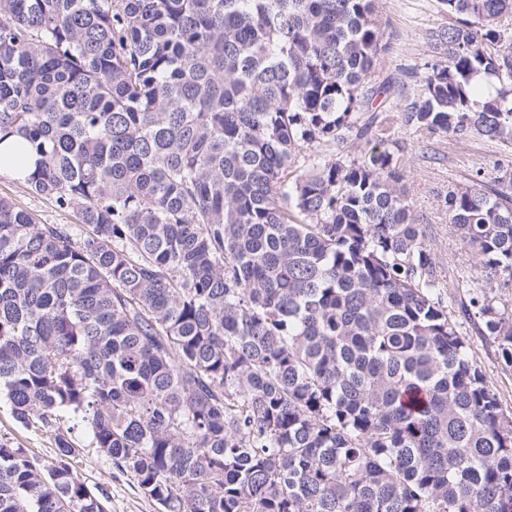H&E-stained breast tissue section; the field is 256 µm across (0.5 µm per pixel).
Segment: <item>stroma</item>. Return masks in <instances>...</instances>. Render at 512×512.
<instances>
[{
    "mask_svg": "<svg viewBox=\"0 0 512 512\" xmlns=\"http://www.w3.org/2000/svg\"><path fill=\"white\" fill-rule=\"evenodd\" d=\"M378 14L385 30L387 51L381 59V77L392 79L397 93L411 97L419 91L418 79L408 77L409 69L433 62L440 56L429 34L448 25L450 18L440 0H378ZM388 132L405 144L403 172L411 188L409 204L420 223L428 227V241L447 281L456 284L457 296H464L463 283L472 257L451 234L440 202L455 183L468 178L475 168L492 171L500 157L496 144L478 139L458 140L448 134L425 136L389 117ZM12 198L46 224H72V212L59 209L50 199L25 192L11 175L0 173V196ZM475 358L488 381L497 390L502 405L512 411V370L503 368L492 344L475 330H468ZM79 443L75 461L78 475L87 485L104 493L107 512H155L154 505L137 489L135 480L118 474L99 448L91 443L84 424L71 432ZM25 448L31 455L48 461L55 457L54 438L35 428L17 423L6 400H0V439Z\"/></svg>",
    "mask_w": 512,
    "mask_h": 512,
    "instance_id": "35a3bbf8",
    "label": "stroma"
}]
</instances>
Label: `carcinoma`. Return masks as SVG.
I'll list each match as a JSON object with an SVG mask.
<instances>
[{"label":"carcinoma","instance_id":"obj_1","mask_svg":"<svg viewBox=\"0 0 512 512\" xmlns=\"http://www.w3.org/2000/svg\"><path fill=\"white\" fill-rule=\"evenodd\" d=\"M441 3L397 99L377 0H0V165L77 217L0 197V394L57 447L0 442V512H105L76 418L158 512H512L458 322L512 369V161L442 200L482 281L457 301L384 127L512 155V0Z\"/></svg>","mask_w":512,"mask_h":512}]
</instances>
